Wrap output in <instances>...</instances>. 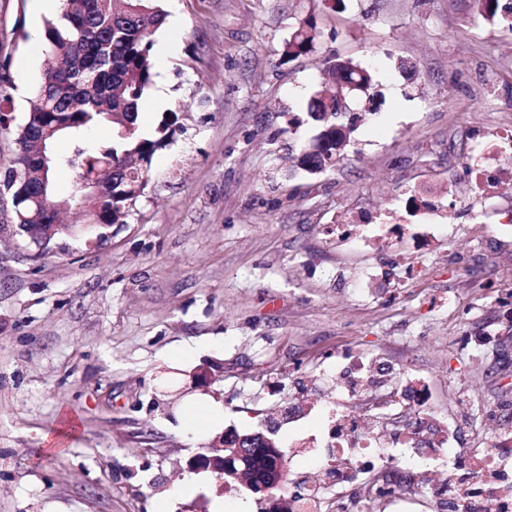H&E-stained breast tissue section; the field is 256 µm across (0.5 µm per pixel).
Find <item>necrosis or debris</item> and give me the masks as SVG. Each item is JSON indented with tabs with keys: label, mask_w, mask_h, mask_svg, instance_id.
<instances>
[{
	"label": "necrosis or debris",
	"mask_w": 512,
	"mask_h": 512,
	"mask_svg": "<svg viewBox=\"0 0 512 512\" xmlns=\"http://www.w3.org/2000/svg\"><path fill=\"white\" fill-rule=\"evenodd\" d=\"M480 164L469 166L471 181L484 189L496 188L502 177L501 164L512 158V129H505L493 138L481 141ZM442 209L441 190L430 187L414 192L406 201L404 213L389 212L385 218L361 215L352 222L334 225L335 239L344 242L360 238L371 245L398 244L406 240L421 243L422 235L411 216L426 219L438 217ZM344 371L343 385L335 401L324 403L322 416L326 431L322 439H300V447L309 456H319L321 448L333 449L343 455L345 465L333 469L324 464L323 479L307 484L304 492L289 495L287 501L279 497L268 499V512H279L288 506L290 512H374L375 505H385L397 512L406 502L397 477L402 469L389 444L373 437L369 418L361 411L366 403V388L380 376L381 362L359 352L340 354ZM408 418L397 438L398 443L413 448L419 460L428 462L426 470L413 473L414 483L425 490L427 498L447 503L450 512H484L485 487L480 471L497 466L500 485L498 512H512V465L502 463V449L512 450V429L505 427L501 418H494V440L480 458L462 457L455 450V436L449 426L439 424L430 415V396L426 385L419 380L407 382L401 392ZM342 489L336 500H329V487Z\"/></svg>",
	"instance_id": "1"
}]
</instances>
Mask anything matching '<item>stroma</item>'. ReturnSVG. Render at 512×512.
<instances>
[{"mask_svg": "<svg viewBox=\"0 0 512 512\" xmlns=\"http://www.w3.org/2000/svg\"><path fill=\"white\" fill-rule=\"evenodd\" d=\"M160 4L167 50L151 55L140 130L169 113L174 134L125 223L41 252L0 201V512H261L192 458L228 429L287 440L289 409L335 395L336 356L352 349L393 372L382 434L399 429L387 391L403 376L425 381L458 449L489 447L492 415L512 405V314L477 285L512 291V238L494 230L512 184L487 201L463 170L478 140L512 126V26L486 23L477 0ZM309 17L314 51L283 58ZM49 18L36 0H0L19 124ZM335 58L371 69L382 103L336 169L292 170ZM428 181L451 195L417 276L391 248L329 242V225L383 215ZM486 329L496 343L461 349V332ZM213 362L221 373L194 387ZM202 400L221 420L198 430L187 407Z\"/></svg>", "mask_w": 512, "mask_h": 512, "instance_id": "1", "label": "stroma"}]
</instances>
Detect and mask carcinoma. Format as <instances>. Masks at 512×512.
<instances>
[{
    "label": "carcinoma",
    "mask_w": 512,
    "mask_h": 512,
    "mask_svg": "<svg viewBox=\"0 0 512 512\" xmlns=\"http://www.w3.org/2000/svg\"><path fill=\"white\" fill-rule=\"evenodd\" d=\"M482 18L489 23L507 22L512 6L499 0H484ZM165 21L157 0H62L60 15L47 22L45 39L49 47L66 54L59 63L47 60L38 88L45 92L34 98L25 120L26 132L59 125L52 140L67 137L71 149L54 153L47 163L46 180L53 183L61 172L72 175L70 200L85 211L95 210L102 224H123L136 203V190L147 182L154 155L165 148L173 130L164 121L154 133L145 135L138 125L142 102L153 84L150 49L153 36ZM316 25L309 19L299 24L283 47V56L294 58L314 49ZM330 77L358 83L357 97L367 98L375 89L374 77L359 64L335 59L328 67ZM308 116L316 127L313 142L325 143L320 152L301 150L299 166L311 173L336 167L355 131L356 121H344L336 97L315 93ZM108 122L110 138L95 142L89 132ZM18 163L0 175V189L17 200L18 224L34 221L36 189L17 177ZM112 169V189L97 200L81 198L79 182L99 171ZM235 470L246 471L257 490H278L288 478V462L278 444L266 445L244 461L232 460Z\"/></svg>",
    "instance_id": "carcinoma-1"
}]
</instances>
